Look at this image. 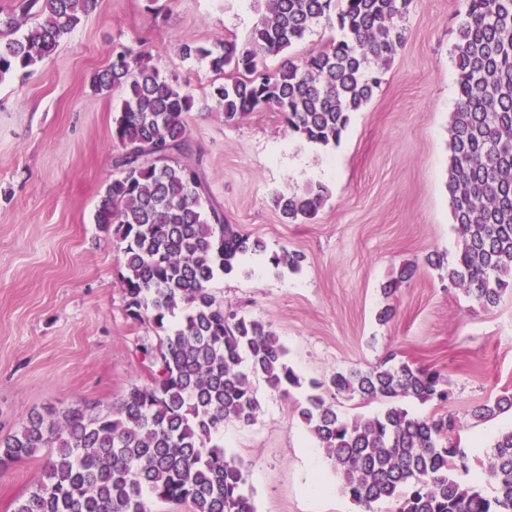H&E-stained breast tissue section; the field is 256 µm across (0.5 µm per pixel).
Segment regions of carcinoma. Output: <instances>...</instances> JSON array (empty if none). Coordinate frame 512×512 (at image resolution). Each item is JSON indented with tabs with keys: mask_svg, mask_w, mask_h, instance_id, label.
<instances>
[{
	"mask_svg": "<svg viewBox=\"0 0 512 512\" xmlns=\"http://www.w3.org/2000/svg\"><path fill=\"white\" fill-rule=\"evenodd\" d=\"M260 16L246 42L212 48L185 43L184 56L208 60L224 77L209 92L210 108L236 122L274 109L289 134L335 145L350 115L371 100L386 65L404 40L399 19L412 0H259ZM454 45L456 106L448 144V198L460 242L448 281L485 309L512 287V0H465ZM92 0H21L24 32L13 16L0 21V80L55 53L87 15ZM325 22L339 37L295 63L270 71L265 61ZM231 70L235 76L227 77ZM98 93L119 96L113 119L112 179L95 223L112 233L123 254L126 310L153 324L156 336L139 345L150 381L134 385L107 411L75 404L37 414L0 436V467L34 455L50 457L14 512H152L164 503L179 512H255L245 491L243 464L227 456L224 424L250 425L260 411L254 381L283 395L301 386L272 325L224 309L212 285L233 276L246 255L276 270H299L303 256L267 253L259 238L240 233L208 188L203 148L191 138L189 87L161 73L129 48L113 51L108 68L91 77ZM326 189L282 192L273 202L287 223L316 217ZM415 268L406 265L384 293L394 294ZM185 312L179 325L169 324ZM386 409L346 419L316 393L322 386ZM298 407L324 448L342 491L373 512L393 502L396 512H512V429L494 441L483 466L497 495L460 481L469 457L452 441L453 416L411 415L396 399L447 402L450 393L431 370L389 356L366 371H338ZM512 409V393L478 409L492 418Z\"/></svg>",
	"mask_w": 512,
	"mask_h": 512,
	"instance_id": "carcinoma-1",
	"label": "carcinoma"
}]
</instances>
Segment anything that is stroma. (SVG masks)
Here are the masks:
<instances>
[{"label":"stroma","instance_id":"obj_1","mask_svg":"<svg viewBox=\"0 0 512 512\" xmlns=\"http://www.w3.org/2000/svg\"><path fill=\"white\" fill-rule=\"evenodd\" d=\"M464 12L465 0H412L404 44L380 88L327 148L288 134L271 109L225 123L209 108L216 75L180 52L186 42H245L255 0H96L33 76L1 80L0 434L52 408L111 409L149 381L136 346L155 331L129 317L121 251L95 222L117 151L115 101L93 93L88 79L123 45L193 90L189 133L206 150L209 198L229 223L268 250L305 256L296 274L248 257L239 274L213 283L227 311L271 324L304 382L284 396L256 381V422L224 427L256 512H361L295 407L307 383L390 355L439 373L449 403L401 404L418 417L453 416L471 472L480 474L496 436L512 428V410L474 415L512 391V292L484 309L449 284L446 268L424 262L458 248L447 167ZM317 184L327 198L316 218L284 223L274 196ZM405 264L416 265L415 276L385 295ZM389 306L393 317L379 322ZM48 455L44 448L0 469V512H13Z\"/></svg>","mask_w":512,"mask_h":512}]
</instances>
